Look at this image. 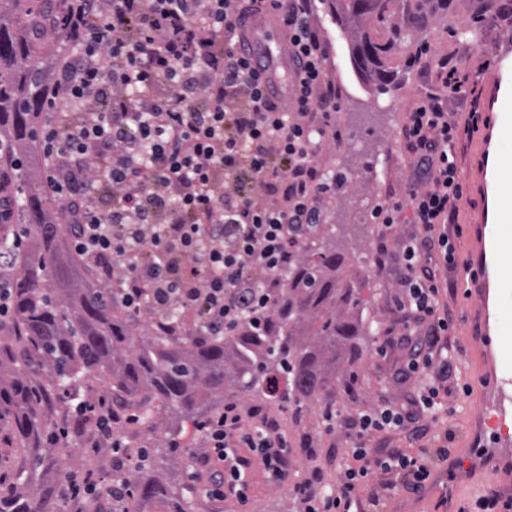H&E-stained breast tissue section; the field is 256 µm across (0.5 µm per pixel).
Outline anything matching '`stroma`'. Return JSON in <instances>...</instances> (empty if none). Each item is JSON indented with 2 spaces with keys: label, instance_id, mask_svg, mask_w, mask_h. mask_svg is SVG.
Listing matches in <instances>:
<instances>
[{
  "label": "stroma",
  "instance_id": "35a3bbf8",
  "mask_svg": "<svg viewBox=\"0 0 512 512\" xmlns=\"http://www.w3.org/2000/svg\"><path fill=\"white\" fill-rule=\"evenodd\" d=\"M316 26L329 46L327 73L341 94V110L336 114L340 140L326 139L321 158L325 168L358 182L357 190L327 201L323 221L348 225V239L357 242V258L378 255L387 248L396 257L400 242L410 232L407 224L398 225L392 237L382 239L380 228L373 224L372 209L391 194H402L414 178L413 163L400 139V128L408 112L426 103L436 90L442 63L455 66L465 78L460 94L441 98L444 109L455 112L458 121L478 111L495 118V105L505 79L512 77V26L502 22L485 28L477 35H451L447 23L437 24L429 38V51L417 63L402 71L395 88L386 93L365 83L349 61V47L330 11L329 0H311ZM482 132L462 135L457 146V163L466 179L463 197L458 203L454 222L461 228L453 243L464 252L473 225L486 217L487 191L480 180L485 168L479 147ZM357 278L371 288L369 303L363 310L366 322L378 327L375 336L362 337L360 357L347 377L336 380V389L326 401L301 406H279L258 395H238L234 401L241 411L263 407L278 422L281 433L293 445L295 466L290 481L271 482L262 466L250 474V500L240 505L236 500H214L195 495L190 481L192 471L188 452L199 451L200 438L194 423L168 416L163 429L151 431L138 425H115L113 434L129 452L146 449L165 477L171 500L193 499L194 512H301L293 483L302 481L311 471H319L324 487L336 483V467L330 459L340 456L345 442L341 433H327L323 412L333 403L353 413L384 402L405 403L414 398L416 382L397 374L405 363L407 350L403 342L405 316L396 303L397 282L393 266L377 268L368 274L357 270ZM444 300L452 316L448 330V348L455 355L452 386L463 387L469 380L470 360L464 349L469 325L463 316L461 290L449 284ZM57 472H68L77 480L92 479L106 487L112 479L114 458L111 449L90 448L85 442L74 445L71 454H56Z\"/></svg>",
  "mask_w": 512,
  "mask_h": 512
}]
</instances>
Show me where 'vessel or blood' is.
I'll return each mask as SVG.
<instances>
[{
  "mask_svg": "<svg viewBox=\"0 0 512 512\" xmlns=\"http://www.w3.org/2000/svg\"><path fill=\"white\" fill-rule=\"evenodd\" d=\"M243 35L256 59L266 62L280 100H287L292 63L285 31L273 14L262 10L247 19ZM499 239V224L476 225L459 272L465 315L479 324L468 349L477 362L473 379L483 394L469 419L462 455L449 457L432 473V485H443L452 500L485 484L512 491V322L501 319L490 302L499 276L512 273V254L500 250Z\"/></svg>",
  "mask_w": 512,
  "mask_h": 512,
  "instance_id": "vessel-or-blood-1",
  "label": "vessel or blood"
}]
</instances>
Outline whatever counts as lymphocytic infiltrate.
Here are the masks:
<instances>
[{"instance_id": "obj_1", "label": "lymphocytic infiltrate", "mask_w": 512, "mask_h": 512, "mask_svg": "<svg viewBox=\"0 0 512 512\" xmlns=\"http://www.w3.org/2000/svg\"><path fill=\"white\" fill-rule=\"evenodd\" d=\"M267 5L291 43L286 110L240 33ZM64 21L73 48L44 92L39 145L74 253L92 260L131 319L191 310L206 336L267 326L292 251L342 189L318 162L340 102L310 0H73ZM457 129L436 102L409 112L401 136L415 178L372 211L384 233L415 227L401 245L397 302L413 322L403 374L427 383L408 408H326V430L342 432L348 459L333 488L313 477L295 484L303 512H379L397 492L420 494L448 458L452 429L429 441L432 424L461 405L448 384L454 356L442 346L441 305L443 274L458 266L448 233L463 195ZM196 429L211 472L205 496L248 504L254 458L271 481L287 480L292 449L268 416L248 426L228 403ZM384 432L404 434L416 451L369 447Z\"/></svg>"}]
</instances>
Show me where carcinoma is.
<instances>
[{"label": "carcinoma", "instance_id": "carcinoma-1", "mask_svg": "<svg viewBox=\"0 0 512 512\" xmlns=\"http://www.w3.org/2000/svg\"><path fill=\"white\" fill-rule=\"evenodd\" d=\"M479 29L505 17L512 0H465ZM454 0H331L348 39L350 61L369 84L384 90L395 81L393 57L408 43L427 45ZM67 0H0V262L17 269L14 323L0 341V512H61L70 476L53 474L43 444L65 451L47 407L88 404L80 388L102 374L142 424L155 431L164 412L194 419L232 395L254 391L295 405L332 394L336 376L358 357L371 325L362 319L368 299L347 281L348 247L336 225L314 224L295 249L271 324L200 341L194 329L173 340H134L137 323L116 312L112 291L79 265L60 231L66 215L43 188L38 143L42 97L50 69L41 52L62 49L61 18ZM51 373L43 383L36 370ZM23 457V468L13 466ZM132 500L158 503L162 512H193L185 499L170 507L164 478L154 469L137 475Z\"/></svg>", "mask_w": 512, "mask_h": 512}]
</instances>
